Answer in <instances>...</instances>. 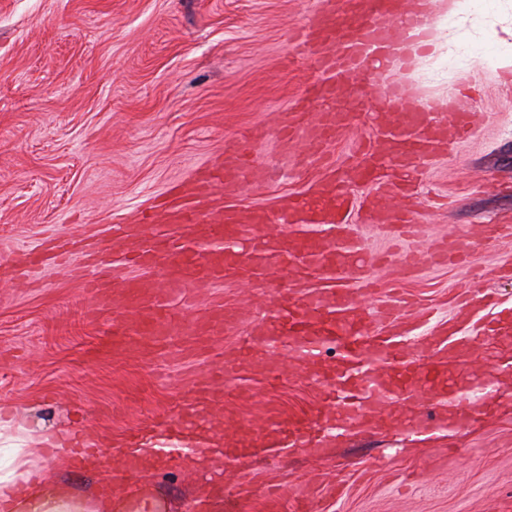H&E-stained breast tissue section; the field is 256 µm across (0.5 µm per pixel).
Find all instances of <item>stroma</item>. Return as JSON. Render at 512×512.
<instances>
[{"mask_svg":"<svg viewBox=\"0 0 512 512\" xmlns=\"http://www.w3.org/2000/svg\"><path fill=\"white\" fill-rule=\"evenodd\" d=\"M327 0H0V263L22 247L63 235L96 241L108 224L126 223L173 184L222 155L247 132L269 133L263 160L279 167L269 184L236 201L271 207L323 178L299 150L280 156L273 140L278 113L313 74L293 37ZM480 76L468 102L481 115L457 151L439 154L427 180L449 204L413 205L421 238L433 241L475 224L512 221V88ZM512 235L475 247L466 263L419 266L398 278L378 273L386 295H409L453 311L456 292L472 271L512 305ZM43 287L0 280V405L9 404L31 430L49 424L99 437L108 466L57 476L89 494L102 483L116 499L156 498L163 512H196L201 488H218V512H512V388H502L498 413L477 426L410 442L405 412L389 409L387 434H353L324 458L298 449L260 452L225 477L209 461L193 470L147 464L127 473L116 446L135 429L166 421L191 396L196 380L234 354L238 339L188 351L146 347L138 354L101 355L111 319L87 316L83 273L36 271ZM248 304L261 319L265 302L228 281L198 288L186 319L212 303ZM512 359V341L463 350L453 370L466 381L487 361ZM282 377L269 384L262 363L224 395L214 413L224 422L276 421L320 405L323 390L296 375L287 353L271 356ZM269 485L283 492L277 507L251 495Z\"/></svg>","mask_w":512,"mask_h":512,"instance_id":"35a3bbf8","label":"stroma"}]
</instances>
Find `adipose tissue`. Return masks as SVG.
I'll return each instance as SVG.
<instances>
[{"label":"adipose tissue","mask_w":512,"mask_h":512,"mask_svg":"<svg viewBox=\"0 0 512 512\" xmlns=\"http://www.w3.org/2000/svg\"><path fill=\"white\" fill-rule=\"evenodd\" d=\"M500 0H426L425 22L410 31L403 47L413 59L429 58L437 66L466 75L463 53L472 47L489 52L496 80L512 81V43L485 23ZM25 428L0 407V512H115L110 495H81L60 483L55 469L68 460V433L52 428L39 442L48 456L37 458L27 446Z\"/></svg>","instance_id":"adipose-tissue-1"}]
</instances>
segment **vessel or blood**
<instances>
[{
    "label": "vessel or blood",
    "instance_id": "1",
    "mask_svg": "<svg viewBox=\"0 0 512 512\" xmlns=\"http://www.w3.org/2000/svg\"><path fill=\"white\" fill-rule=\"evenodd\" d=\"M339 2V11H318L312 25L296 34L295 48L312 53L323 78L305 85L276 128L279 142L302 146L309 160L327 168L325 178L310 188L317 205L305 206L291 196L276 208L246 212L225 201V193L260 186L273 174L260 156L261 136L250 134L138 212L134 223L115 226L107 251L117 275L87 286L93 299L89 317L112 316L113 341L103 346L107 352L115 346L135 350L148 342L194 347L246 335V346L221 358L198 387L214 408L223 404L224 385L244 383L241 356L290 344L296 368L313 371L318 385L327 389L328 404L276 422L274 432L279 447L316 453L351 433L382 432V413L391 406L408 409L418 433L460 426L472 411L495 404L489 395L474 397L479 384L512 377V368L492 363L480 377L454 389L443 383L464 346L512 334V307L486 289H469L457 313L445 321L401 296L369 303L378 293L371 270L386 257L365 254L353 219L396 226L399 240L407 244L398 269L414 272L418 226L399 202L412 195L425 165L464 142L480 116L456 97L417 102L396 79L405 56L394 21L419 22L409 0ZM352 79L375 87V133L356 140L352 162L343 168L332 161V148L352 124L353 113L330 106L311 113L307 103L335 98ZM365 184L371 193L355 195V187ZM496 234V226L482 225L445 237L432 245L430 258L438 265L460 262L478 242ZM47 253L21 248L10 265L44 266ZM230 277L269 298L271 308L261 323L251 322L247 310L220 304L189 325L176 316L178 298ZM420 324L426 327L421 334L416 331ZM328 342L337 343L341 353L335 365L315 370L314 351ZM197 416L195 402L184 401L165 421V435H178Z\"/></svg>",
    "mask_w": 512,
    "mask_h": 512
}]
</instances>
